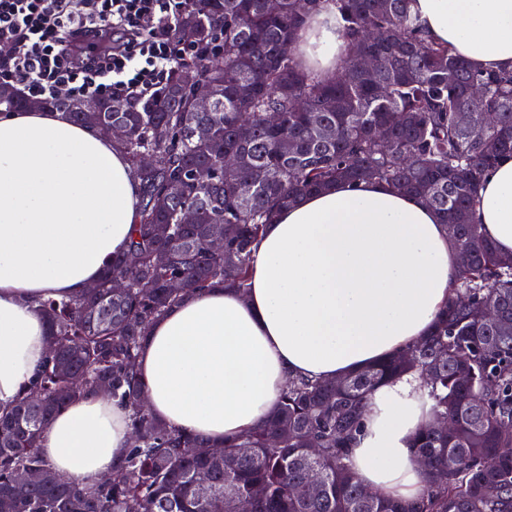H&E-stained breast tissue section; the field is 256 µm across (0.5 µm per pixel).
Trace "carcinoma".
Masks as SVG:
<instances>
[{
  "instance_id": "1",
  "label": "carcinoma",
  "mask_w": 512,
  "mask_h": 512,
  "mask_svg": "<svg viewBox=\"0 0 512 512\" xmlns=\"http://www.w3.org/2000/svg\"><path fill=\"white\" fill-rule=\"evenodd\" d=\"M322 2L283 0L273 15L266 0H189L174 40L206 47L220 36L223 61L195 52L148 97L134 106L114 100L110 113L71 112L61 97L42 102L78 124L121 122L128 136L116 146L141 198L128 249L112 258L96 288L43 301L58 350L17 401L0 408V498L12 512H239L243 499L251 512H512V455L500 452L512 447V255L500 254L472 220L484 178L512 157V71L476 70L429 39L412 0H329L349 51L347 78L325 82L296 53L300 28ZM365 56L376 61L367 75L355 68ZM188 72L212 85L214 111H193ZM472 85L484 88L482 99L469 96ZM298 98L306 110H295ZM471 108L497 113L496 127L460 125L458 113ZM270 111L280 113L276 127L265 122ZM388 112L403 121L379 141ZM202 121L213 128L207 140L194 135ZM226 152L237 156L232 167L224 166ZM143 154L154 156L148 170L139 164ZM361 179L419 195L456 225L452 235L470 263L454 291L469 303L452 299L429 335L391 359L334 381L292 379L267 417L231 442L183 434L147 413L136 360L149 325L206 288L245 289L254 247L278 211L338 180ZM187 207L197 223H178ZM214 224L228 235L222 254L205 244ZM163 251L174 256L166 266L156 262ZM114 277L127 281L121 295L112 293ZM172 278L183 287H166ZM487 305L508 327L485 319ZM407 375L422 381L432 401L414 444L426 489L412 502L368 491L348 462L371 393ZM101 383L129 408L133 442L117 471L86 487L60 479L39 441L58 412ZM216 446L224 456L208 454ZM311 467L321 490L298 499L291 488ZM28 468L44 471L45 481L17 483L15 474ZM197 471L223 493L219 505L196 492ZM257 488L263 495L255 499Z\"/></svg>"
}]
</instances>
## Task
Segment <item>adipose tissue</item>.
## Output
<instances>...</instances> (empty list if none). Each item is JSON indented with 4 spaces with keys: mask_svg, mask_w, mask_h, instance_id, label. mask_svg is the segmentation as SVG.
I'll return each instance as SVG.
<instances>
[{
    "mask_svg": "<svg viewBox=\"0 0 512 512\" xmlns=\"http://www.w3.org/2000/svg\"><path fill=\"white\" fill-rule=\"evenodd\" d=\"M431 40L478 70L512 69V0H413ZM348 44L331 6L309 16L297 52L330 80ZM138 182L99 131L44 110L0 113V407L48 354L42 302L77 298L127 247ZM476 223L512 254V158L484 179ZM459 249L420 197L386 183L338 182L266 225L248 291L196 293L155 321L136 368L147 411L213 442L260 424L295 376L331 381L428 335L454 295ZM431 402L418 379L378 386L349 462L370 491L412 500L425 488L414 442ZM132 444L127 409L81 398L52 419L40 449L56 474L94 484Z\"/></svg>",
    "mask_w": 512,
    "mask_h": 512,
    "instance_id": "ef3b65f1",
    "label": "adipose tissue"
}]
</instances>
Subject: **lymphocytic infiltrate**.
Masks as SVG:
<instances>
[{
  "label": "lymphocytic infiltrate",
  "mask_w": 512,
  "mask_h": 512,
  "mask_svg": "<svg viewBox=\"0 0 512 512\" xmlns=\"http://www.w3.org/2000/svg\"><path fill=\"white\" fill-rule=\"evenodd\" d=\"M187 0H0V79L29 95L136 97L170 74Z\"/></svg>",
  "instance_id": "obj_1"
}]
</instances>
